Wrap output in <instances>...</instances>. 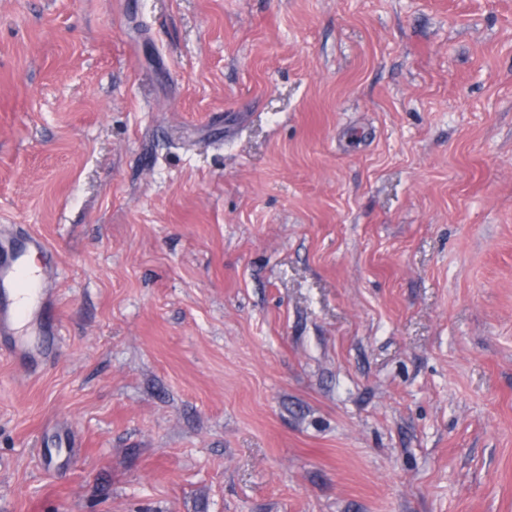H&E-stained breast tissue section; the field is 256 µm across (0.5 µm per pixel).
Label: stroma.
<instances>
[{
    "label": "stroma",
    "mask_w": 512,
    "mask_h": 512,
    "mask_svg": "<svg viewBox=\"0 0 512 512\" xmlns=\"http://www.w3.org/2000/svg\"><path fill=\"white\" fill-rule=\"evenodd\" d=\"M0 512H512V0H0ZM15 225L0 226V342L3 336L14 340L13 353L25 355L32 359L34 354L26 347L24 339L25 322L28 317L35 316L36 321L44 322V336L54 342L59 336V326L55 304H51L49 282L39 270L35 254L26 257L33 251L46 255L52 260L48 246L39 238L21 235ZM25 279L30 288H16L23 285Z\"/></svg>",
    "instance_id": "stroma-1"
}]
</instances>
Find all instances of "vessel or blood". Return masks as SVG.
Returning <instances> with one entry per match:
<instances>
[{
  "instance_id": "vessel-or-blood-1",
  "label": "vessel or blood",
  "mask_w": 512,
  "mask_h": 512,
  "mask_svg": "<svg viewBox=\"0 0 512 512\" xmlns=\"http://www.w3.org/2000/svg\"><path fill=\"white\" fill-rule=\"evenodd\" d=\"M48 253L39 238L21 235L13 225L0 226V337L14 341V353L24 355L25 322L33 317L45 325L44 334L56 340L59 334L56 307L43 273L29 270L26 257L31 252Z\"/></svg>"
}]
</instances>
